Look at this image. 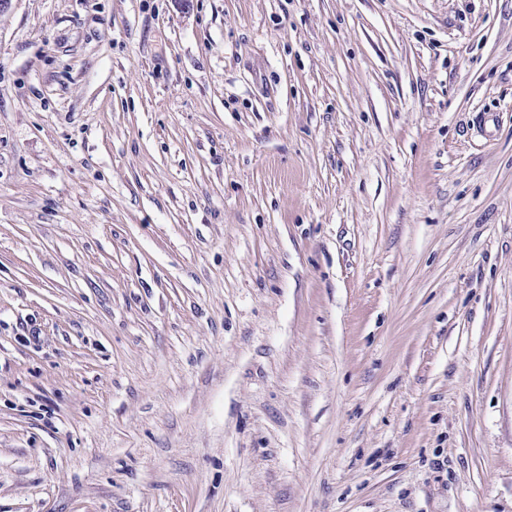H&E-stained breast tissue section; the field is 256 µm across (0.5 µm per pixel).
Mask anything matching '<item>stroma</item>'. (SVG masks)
Masks as SVG:
<instances>
[{
  "label": "stroma",
  "instance_id": "stroma-1",
  "mask_svg": "<svg viewBox=\"0 0 512 512\" xmlns=\"http://www.w3.org/2000/svg\"><path fill=\"white\" fill-rule=\"evenodd\" d=\"M0 512H512V0H8Z\"/></svg>",
  "mask_w": 512,
  "mask_h": 512
}]
</instances>
